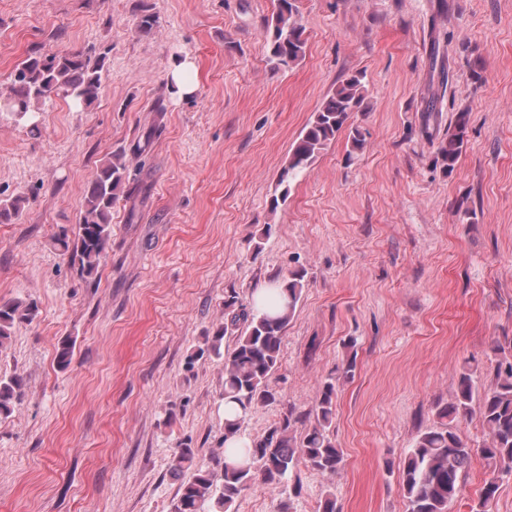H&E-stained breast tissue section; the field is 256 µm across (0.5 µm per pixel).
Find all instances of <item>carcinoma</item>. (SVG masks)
<instances>
[{
    "mask_svg": "<svg viewBox=\"0 0 512 512\" xmlns=\"http://www.w3.org/2000/svg\"><path fill=\"white\" fill-rule=\"evenodd\" d=\"M158 17L145 7L136 22L138 33L150 35ZM268 62L275 69H285L306 55L307 39L298 0H275V9L265 18ZM104 58L91 59L80 53L30 55L21 61L6 87L0 88V112H11L33 121L41 107L53 97L63 96L90 106L102 87ZM364 76L353 75L330 94L314 112L312 119L295 141L280 174L285 184L309 168L326 147L343 131H348L350 149L347 158L363 151L365 138L354 126L353 117L366 109ZM468 113L456 115L453 133L440 149L447 168H454L460 158L467 134ZM131 159L120 150L109 154L97 166L85 187L83 203L73 230L61 229L53 237L54 246L67 257L77 275L89 282L98 280L112 236V209L122 196L130 195ZM27 198L0 199V224L20 220ZM304 275L294 272L282 281L285 304L274 313H259L254 307L236 305L234 298L224 301L229 310L230 326L240 330L234 345L223 348L228 327L205 337L202 346L189 356L194 361L204 354L224 357V399L237 403L242 415L224 420V441L243 436L242 424L258 406H268L279 399L271 379L280 362L281 345L302 296ZM38 314L35 302L0 303V349L10 342L17 325L32 322ZM503 358L496 363V381L480 388L475 371L465 367L459 374L450 400L436 408V421L422 431L408 449L399 480L406 502V512H448L460 493V479L474 459L487 466V477L473 512H491L502 477L512 475V359L504 356L499 345L492 348ZM356 363L347 359L336 376L324 382L314 409L315 424L300 432L302 417L285 415L267 434L250 439L251 446L233 461L226 451L216 453L215 467L197 468L181 483L180 495L171 512H201L211 504L212 512H235L241 493L257 477L268 485L285 483L303 461L322 475L334 476L344 466V452L331 431L340 382L353 376ZM24 387L18 374L0 377V417L8 416ZM479 414L485 429L482 442L464 440L456 423ZM196 449L182 442L174 453L170 470L181 476L191 467Z\"/></svg>",
    "mask_w": 512,
    "mask_h": 512,
    "instance_id": "1",
    "label": "carcinoma"
}]
</instances>
